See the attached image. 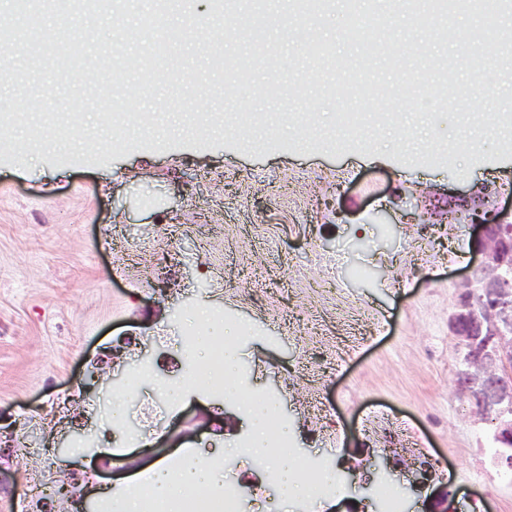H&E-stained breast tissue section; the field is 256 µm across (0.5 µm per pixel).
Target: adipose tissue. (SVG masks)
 I'll list each match as a JSON object with an SVG mask.
<instances>
[{
  "label": "adipose tissue",
  "mask_w": 512,
  "mask_h": 512,
  "mask_svg": "<svg viewBox=\"0 0 512 512\" xmlns=\"http://www.w3.org/2000/svg\"><path fill=\"white\" fill-rule=\"evenodd\" d=\"M194 327V356L207 369L212 365L214 352H221L225 395L233 401H240L239 357L234 344L235 327L214 319L203 306L196 311ZM223 483L224 475L218 468L194 456L185 455L171 462L154 465L149 498L118 499L117 509L118 512H153L156 507L176 503L188 493L196 494L204 500Z\"/></svg>",
  "instance_id": "ef3b65f1"
}]
</instances>
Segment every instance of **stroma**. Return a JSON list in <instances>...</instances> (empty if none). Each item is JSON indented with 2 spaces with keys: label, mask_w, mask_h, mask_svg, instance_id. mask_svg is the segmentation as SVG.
<instances>
[{
  "label": "stroma",
  "mask_w": 512,
  "mask_h": 512,
  "mask_svg": "<svg viewBox=\"0 0 512 512\" xmlns=\"http://www.w3.org/2000/svg\"><path fill=\"white\" fill-rule=\"evenodd\" d=\"M346 16L251 0L214 37L221 93L174 113L162 141L96 158L0 139V512H99L157 462H213L249 435L237 403L187 387L162 424L112 445L139 424L129 407L104 420L113 388L179 384L203 302L250 331L244 393L275 399L295 456L335 476L314 512H381L382 479L406 512L444 490L449 512H512L492 427L454 389L448 328L472 219L512 211V86L417 117L409 136L386 106L346 137L336 101L300 95L303 81L268 94L252 51L256 37L277 54L321 44ZM385 456L399 468L372 466ZM422 461L435 478L411 488L402 467ZM224 480L260 494L259 512H305L244 458Z\"/></svg>",
  "instance_id": "obj_1"
}]
</instances>
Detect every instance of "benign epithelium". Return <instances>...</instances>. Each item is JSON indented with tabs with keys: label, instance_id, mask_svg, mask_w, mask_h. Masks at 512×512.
<instances>
[{
	"label": "benign epithelium",
	"instance_id": "7a95c632",
	"mask_svg": "<svg viewBox=\"0 0 512 512\" xmlns=\"http://www.w3.org/2000/svg\"><path fill=\"white\" fill-rule=\"evenodd\" d=\"M472 261L460 283L448 327L462 346L457 394L495 428L494 442L512 446V220L476 219Z\"/></svg>",
	"mask_w": 512,
	"mask_h": 512
}]
</instances>
